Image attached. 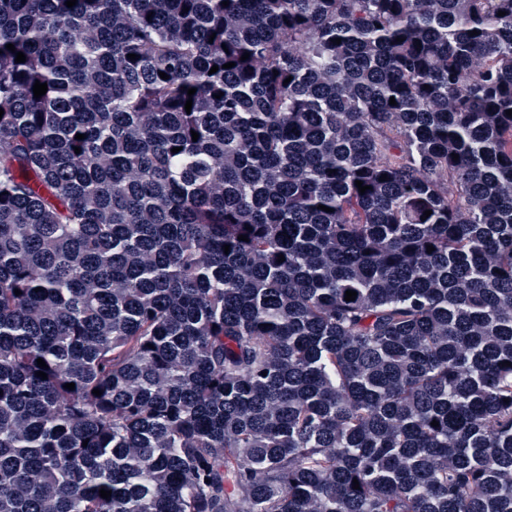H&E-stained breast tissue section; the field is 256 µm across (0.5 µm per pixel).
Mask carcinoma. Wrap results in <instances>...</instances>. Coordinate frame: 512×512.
<instances>
[{"label":"carcinoma","instance_id":"obj_1","mask_svg":"<svg viewBox=\"0 0 512 512\" xmlns=\"http://www.w3.org/2000/svg\"><path fill=\"white\" fill-rule=\"evenodd\" d=\"M65 2L0 0V512H512V0Z\"/></svg>","mask_w":512,"mask_h":512}]
</instances>
